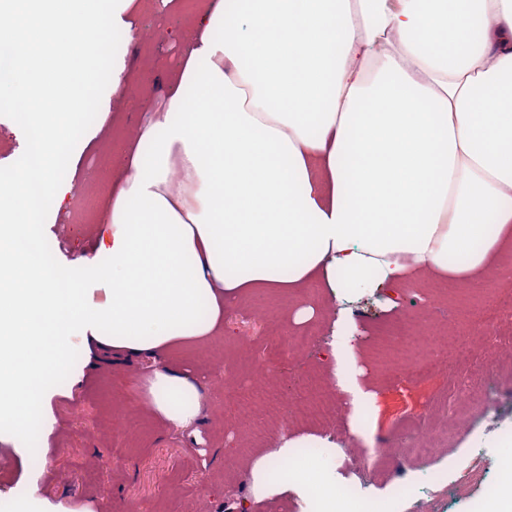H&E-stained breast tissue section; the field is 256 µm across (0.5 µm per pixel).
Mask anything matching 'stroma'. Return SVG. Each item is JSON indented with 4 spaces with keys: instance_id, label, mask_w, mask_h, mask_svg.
<instances>
[{
    "instance_id": "1",
    "label": "stroma",
    "mask_w": 512,
    "mask_h": 512,
    "mask_svg": "<svg viewBox=\"0 0 512 512\" xmlns=\"http://www.w3.org/2000/svg\"><path fill=\"white\" fill-rule=\"evenodd\" d=\"M192 9V0L159 4L142 12L134 37L113 30L107 64L97 75L95 113L77 124L67 145L69 161L55 174L57 181L72 184L88 209L102 212L103 193L124 146L136 141L148 114L164 106L163 90L154 81L180 69L192 37L187 20ZM116 62L129 74L121 96L111 87ZM17 100L12 90H0V143L11 148L9 156L0 157L2 183L23 167L30 148L28 128L17 119ZM100 112L113 116V123L98 124ZM94 231L91 224L70 227L63 209L43 216L34 239L53 243V277L96 290L95 273L107 260L94 249ZM511 295L506 284L488 277L454 282L430 274L399 288L356 289L346 281L334 290L315 286L295 294L245 295L227 309L223 335L180 347L171 356L175 368H189L201 379L195 437L164 425L144 403L139 382L152 371L145 358L90 361L81 339H74L65 371L45 380L41 419L23 434L0 420V503L9 504L10 512H42L49 503L70 512L86 505L93 512H230L238 503L247 512H313L312 502L291 495L254 501L248 473L258 453L253 431L237 422L234 407L225 406L221 376L231 375L235 394L242 396L269 372L285 393L311 376L332 388L331 344L347 336L350 371L370 399L360 419L345 400L328 427L291 425V432L336 442V449H320L313 464L335 476L337 486L364 491L380 512H387L398 484L411 490L400 512H411L413 501L424 497L431 512H485L496 499L493 485L512 474V399L504 403L501 418L488 420L479 400L463 405L457 398L462 387L473 385L485 350L501 338L502 322L493 313ZM307 306L314 309L302 326L313 335L308 348L272 355V336L296 331L293 314ZM429 320L477 344L469 349L449 344L435 376L416 389L389 373L400 359L391 346L392 332L401 322L416 327ZM419 425L438 440L439 452L427 464L410 455ZM377 442L401 458L395 473L366 455ZM467 467L477 472L470 483L430 497L429 469L451 481Z\"/></svg>"
}]
</instances>
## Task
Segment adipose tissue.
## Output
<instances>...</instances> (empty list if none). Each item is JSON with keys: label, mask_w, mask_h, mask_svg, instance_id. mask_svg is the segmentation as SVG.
Returning a JSON list of instances; mask_svg holds the SVG:
<instances>
[{"label": "adipose tissue", "mask_w": 512, "mask_h": 512, "mask_svg": "<svg viewBox=\"0 0 512 512\" xmlns=\"http://www.w3.org/2000/svg\"><path fill=\"white\" fill-rule=\"evenodd\" d=\"M142 5L25 0L0 54L30 130L74 128L104 59L86 32L134 35ZM189 20L166 107L140 131L151 157H121L95 232L111 260L103 301L14 246L73 196L42 144L37 167L0 185L12 215L0 226V416L18 430L40 418L44 377L67 364L77 329L86 354L152 358L148 408L189 429L198 382L168 354L222 335L244 291L332 288L340 275L364 289L425 272L512 279V262L494 259L512 240V0H196ZM329 445L282 435L250 464L255 498L310 495L322 474L275 482L270 459Z\"/></svg>", "instance_id": "ef3b65f1"}]
</instances>
